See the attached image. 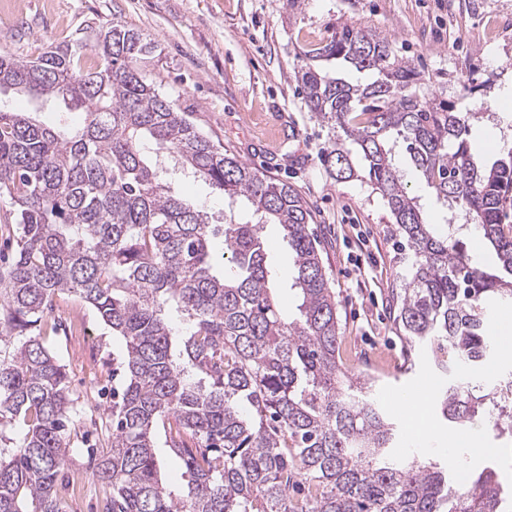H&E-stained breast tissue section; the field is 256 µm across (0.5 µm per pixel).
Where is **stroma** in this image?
I'll list each match as a JSON object with an SVG mask.
<instances>
[{
  "mask_svg": "<svg viewBox=\"0 0 512 512\" xmlns=\"http://www.w3.org/2000/svg\"><path fill=\"white\" fill-rule=\"evenodd\" d=\"M115 20L155 43L146 76L189 120L302 197L336 297L342 360L353 373L373 377V396L404 451L436 458L450 442L467 470L486 467L494 445L486 422L451 425L432 410L433 436L409 432L399 395L444 383L429 355L409 349L395 328L392 293L410 258L371 185L331 174L326 155L338 135L307 111L296 64L299 53L343 22L386 37L418 72L414 89L422 100L481 111L473 152L491 161L512 148V0H11L0 10V51L30 57L50 45L90 47ZM0 107L48 124L83 120L61 102L22 92L0 96ZM56 302L89 324L81 335L56 326L46 342L66 365L87 417H97L112 405V363L121 346L80 298L63 293ZM488 318L504 326L492 365L475 373L491 387L512 372V305L491 306ZM87 460L75 452L66 462L68 472L86 476L69 512H102L112 494L86 475Z\"/></svg>",
  "mask_w": 512,
  "mask_h": 512,
  "instance_id": "obj_1",
  "label": "stroma"
}]
</instances>
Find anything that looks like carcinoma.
<instances>
[{"label": "carcinoma", "instance_id": "cac0c4a2", "mask_svg": "<svg viewBox=\"0 0 512 512\" xmlns=\"http://www.w3.org/2000/svg\"><path fill=\"white\" fill-rule=\"evenodd\" d=\"M154 45L118 21L91 53L57 46L0 52V90L60 98L84 115L48 127L0 108V199L13 208L16 250L0 265V512H65L57 486L84 408L43 338L56 296L89 304L121 339L112 443L94 477L112 486L105 512H512L497 467L467 471L392 456L397 429L369 395L373 378L340 360L336 297L310 210L297 191L214 141L142 74ZM336 61V70L317 65ZM346 68L375 79L353 83ZM305 105L343 131L328 157L336 180H366L413 251L397 316L406 343L427 348L451 380L434 407L450 424L476 418L512 441V381L487 389L466 368L493 355L488 306L512 303V149L491 165L468 140L478 112L431 106L392 42L352 24L301 56ZM402 144L447 212L424 221L393 163ZM199 177L252 219L215 224L174 194L162 160ZM280 226L293 255L299 317L272 295L277 277L262 229ZM492 248V270L463 232ZM222 249V268L213 264ZM23 425L15 440L5 428ZM182 462L184 485L162 479L157 440Z\"/></svg>", "mask_w": 512, "mask_h": 512}]
</instances>
